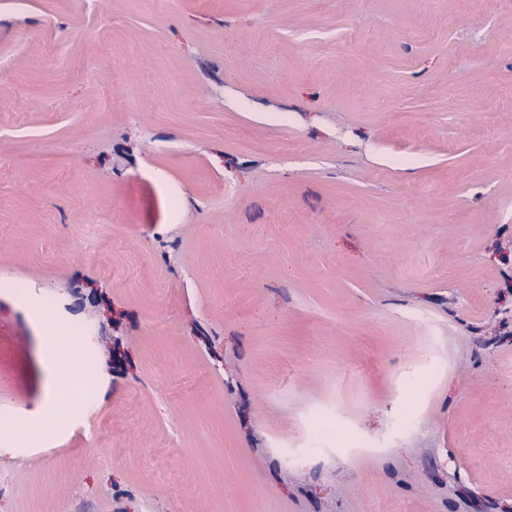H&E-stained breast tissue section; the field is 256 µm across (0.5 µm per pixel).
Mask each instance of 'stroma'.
<instances>
[{"label":"stroma","mask_w":512,"mask_h":512,"mask_svg":"<svg viewBox=\"0 0 512 512\" xmlns=\"http://www.w3.org/2000/svg\"><path fill=\"white\" fill-rule=\"evenodd\" d=\"M42 305L0 512H512V0H0V416ZM34 315L46 341L48 371L54 385L48 393L41 410L29 421L18 422L13 419H1V438L14 439L20 444L35 442L42 436L41 424L45 420H63L61 395L68 391L72 383L69 361L80 354V348L59 327L51 316L34 310Z\"/></svg>","instance_id":"stroma-1"}]
</instances>
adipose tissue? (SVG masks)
I'll return each instance as SVG.
<instances>
[{"label": "adipose tissue", "mask_w": 512, "mask_h": 512, "mask_svg": "<svg viewBox=\"0 0 512 512\" xmlns=\"http://www.w3.org/2000/svg\"><path fill=\"white\" fill-rule=\"evenodd\" d=\"M36 320L46 341L48 371L54 385L41 410L31 420L18 422L9 419L0 422V436L21 444L32 443L40 438L43 421L64 419L61 396L68 391L72 383L69 363L80 353L79 347L51 316L40 312L37 313Z\"/></svg>", "instance_id": "adipose-tissue-1"}]
</instances>
